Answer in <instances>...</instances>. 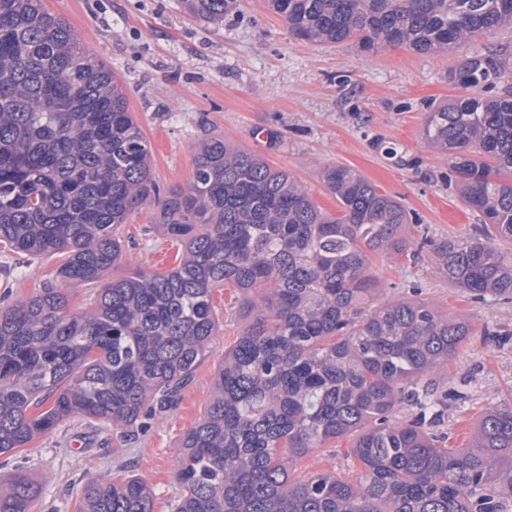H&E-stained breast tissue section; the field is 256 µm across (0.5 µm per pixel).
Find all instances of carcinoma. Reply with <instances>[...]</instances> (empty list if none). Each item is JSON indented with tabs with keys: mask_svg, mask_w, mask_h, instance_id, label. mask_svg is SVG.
Listing matches in <instances>:
<instances>
[{
	"mask_svg": "<svg viewBox=\"0 0 512 512\" xmlns=\"http://www.w3.org/2000/svg\"><path fill=\"white\" fill-rule=\"evenodd\" d=\"M224 22L236 0H182ZM314 45L354 42L429 54L512 28V0H266ZM461 95L427 113L425 140L448 155V180L484 216L466 237H422L435 273L475 303H512V52L465 55ZM121 80L43 0H0V248L58 256L54 282L0 295V455L76 417L128 443L175 412L221 324L216 289L237 288L248 323L224 352L210 401L177 449L172 512H512V404H493L464 448L441 423L465 404L438 390L472 335L467 320L419 298L375 302L372 258L410 248L408 211L361 174L322 170L339 212L260 154L210 135L194 175L168 189ZM153 207L156 229L184 248L163 273L117 274L119 230ZM92 294L73 308L70 287ZM489 342L512 331L486 328ZM417 408L410 419L396 413ZM363 476L291 479L332 440ZM24 474L0 489V512H29ZM137 476L100 475L77 512H152Z\"/></svg>",
	"mask_w": 512,
	"mask_h": 512,
	"instance_id": "1",
	"label": "carcinoma"
}]
</instances>
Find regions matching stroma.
I'll use <instances>...</instances> for the list:
<instances>
[{
	"label": "stroma",
	"mask_w": 512,
	"mask_h": 512,
	"mask_svg": "<svg viewBox=\"0 0 512 512\" xmlns=\"http://www.w3.org/2000/svg\"><path fill=\"white\" fill-rule=\"evenodd\" d=\"M84 44L124 82L152 150L154 178L163 186H187L193 178L192 145L217 133L263 154L309 189L323 210L336 212L334 196L321 182L329 164L354 169L376 189L396 197L418 216L408 225L411 242L465 236L482 223L448 182V159L429 146L422 128L427 112L458 93L449 74L459 60L483 46L512 47V29L430 55L387 47L363 51L353 44L315 46L293 38L286 20L265 0H237L223 24L186 13L181 0H44ZM282 135L270 142L266 130ZM150 208L123 225V267L156 272L173 269L180 242L158 236ZM58 257L34 264L0 255V279L29 294L52 279ZM381 298L420 297L440 311L465 316L475 331L440 386L465 388L469 400L449 411L448 447L463 446L487 404L512 402V346L487 344L484 327L512 329V304L474 303L437 276L428 259L406 254L374 258ZM213 304L222 323L217 347L198 368L178 410L161 418L137 443L110 430H93L75 418L24 450L0 456V484L27 474L40 488L31 512H75L84 485L100 474L120 480L133 474L154 493L153 512H171L179 486L176 448L198 421L213 387L214 371L245 322L237 290L217 289ZM347 442L331 441L297 467V475L336 471L357 478L345 457Z\"/></svg>",
	"instance_id": "35a3bbf8"
}]
</instances>
